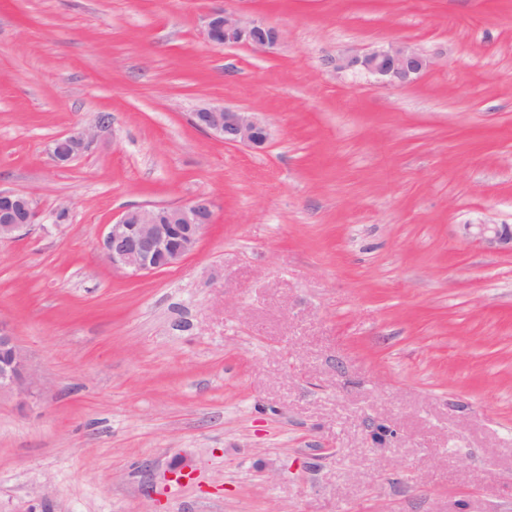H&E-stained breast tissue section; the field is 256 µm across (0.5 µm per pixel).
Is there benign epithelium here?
Returning a JSON list of instances; mask_svg holds the SVG:
<instances>
[{
  "label": "benign epithelium",
  "instance_id": "obj_1",
  "mask_svg": "<svg viewBox=\"0 0 512 512\" xmlns=\"http://www.w3.org/2000/svg\"><path fill=\"white\" fill-rule=\"evenodd\" d=\"M206 38L221 46L245 45L269 52L284 40L283 32L264 21H244L225 10L208 16ZM430 64L422 50L403 43L375 47L363 54L343 53L324 59L337 73H359L381 85L401 86L415 79ZM192 124L226 145L262 149L269 140L268 124L253 112L203 107L192 113ZM94 133L82 129L54 140L51 161L65 167L92 142ZM215 201L208 195L179 206H156L125 211L107 225L98 248L112 267L132 275L172 268L197 247L203 230L213 222ZM40 213L32 195L0 189V241L24 236ZM462 233L489 249L512 252L511 224H464ZM32 374L25 351L17 343L11 324L0 321V392L19 396L28 392Z\"/></svg>",
  "mask_w": 512,
  "mask_h": 512
}]
</instances>
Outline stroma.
<instances>
[{"instance_id":"35a3bbf8","label":"stroma","mask_w":512,"mask_h":512,"mask_svg":"<svg viewBox=\"0 0 512 512\" xmlns=\"http://www.w3.org/2000/svg\"><path fill=\"white\" fill-rule=\"evenodd\" d=\"M218 9L285 39L213 46ZM392 42L430 55L414 83L323 65ZM0 188L41 214L0 241L35 375L0 394V512H512V254L461 231L512 225V0H0ZM202 194L179 265L99 252ZM192 124L225 145L262 149L269 140L268 124L254 112L203 107L192 113ZM93 137L92 130L82 129L55 139L49 148L51 161L56 167L67 166L87 149Z\"/></svg>"}]
</instances>
